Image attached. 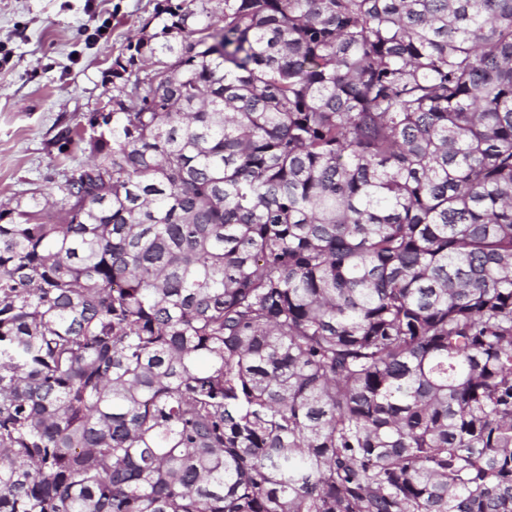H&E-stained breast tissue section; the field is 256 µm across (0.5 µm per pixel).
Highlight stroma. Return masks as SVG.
I'll return each mask as SVG.
<instances>
[{
    "instance_id": "stroma-1",
    "label": "stroma",
    "mask_w": 512,
    "mask_h": 512,
    "mask_svg": "<svg viewBox=\"0 0 512 512\" xmlns=\"http://www.w3.org/2000/svg\"><path fill=\"white\" fill-rule=\"evenodd\" d=\"M170 0H0V211L56 201L89 154L63 149L117 92L112 63Z\"/></svg>"
}]
</instances>
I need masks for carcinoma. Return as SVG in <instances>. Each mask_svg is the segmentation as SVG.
<instances>
[{"label":"carcinoma","mask_w":512,"mask_h":512,"mask_svg":"<svg viewBox=\"0 0 512 512\" xmlns=\"http://www.w3.org/2000/svg\"><path fill=\"white\" fill-rule=\"evenodd\" d=\"M165 13L0 212V512H512V0Z\"/></svg>","instance_id":"1"}]
</instances>
